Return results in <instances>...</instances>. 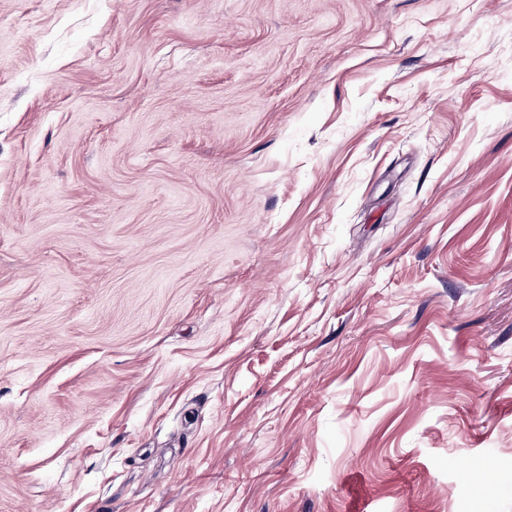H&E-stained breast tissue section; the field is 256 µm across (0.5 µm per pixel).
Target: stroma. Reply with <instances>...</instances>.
Here are the masks:
<instances>
[{"mask_svg":"<svg viewBox=\"0 0 512 512\" xmlns=\"http://www.w3.org/2000/svg\"><path fill=\"white\" fill-rule=\"evenodd\" d=\"M512 0H0V512H512Z\"/></svg>","mask_w":512,"mask_h":512,"instance_id":"obj_1","label":"stroma"}]
</instances>
